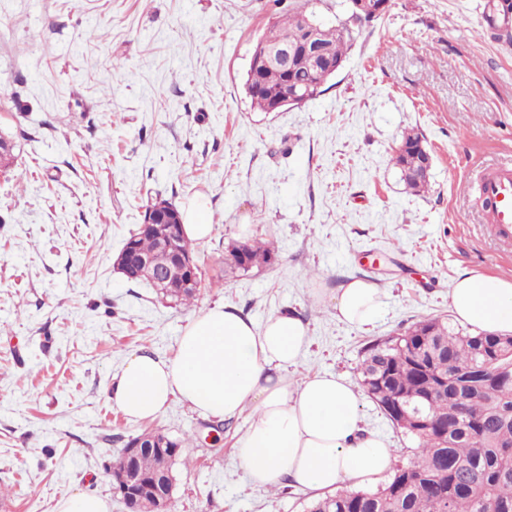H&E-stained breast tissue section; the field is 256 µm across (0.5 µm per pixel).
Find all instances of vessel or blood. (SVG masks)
I'll list each match as a JSON object with an SVG mask.
<instances>
[{
  "label": "vessel or blood",
  "instance_id": "1",
  "mask_svg": "<svg viewBox=\"0 0 512 512\" xmlns=\"http://www.w3.org/2000/svg\"><path fill=\"white\" fill-rule=\"evenodd\" d=\"M482 208L502 244L512 243V164L484 170L477 178Z\"/></svg>",
  "mask_w": 512,
  "mask_h": 512
}]
</instances>
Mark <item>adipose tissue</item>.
Here are the masks:
<instances>
[{"instance_id":"ef3b65f1","label":"adipose tissue","mask_w":512,"mask_h":512,"mask_svg":"<svg viewBox=\"0 0 512 512\" xmlns=\"http://www.w3.org/2000/svg\"><path fill=\"white\" fill-rule=\"evenodd\" d=\"M455 317L491 333H512V279L463 273L448 291ZM336 316L367 323L380 307L376 286L354 279L336 290ZM310 344L302 316L284 311L264 324L233 307L204 311L185 327L177 354L131 355L110 400L131 419L162 413L171 399L218 419L250 410L237 456L251 484L332 490L386 472L394 450L361 426L363 395L341 377L316 372L293 381L282 371Z\"/></svg>"}]
</instances>
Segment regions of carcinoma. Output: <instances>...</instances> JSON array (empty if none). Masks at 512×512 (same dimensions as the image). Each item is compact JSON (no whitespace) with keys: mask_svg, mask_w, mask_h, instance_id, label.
I'll return each instance as SVG.
<instances>
[{"mask_svg":"<svg viewBox=\"0 0 512 512\" xmlns=\"http://www.w3.org/2000/svg\"><path fill=\"white\" fill-rule=\"evenodd\" d=\"M300 14L272 22L260 41L297 48L290 72L268 66L248 92L254 108L267 112L288 90L293 75L307 100L324 92L333 76L325 66L309 65L298 52L305 39ZM328 58L344 62L355 42L337 21L317 22ZM427 151L422 136L402 135L393 157L406 187L419 194L429 177L418 175ZM155 266L169 255L141 232L130 236ZM275 259V247L240 243L228 250V264L247 273ZM362 385L381 410L425 405L426 421L404 433L417 442L419 455L397 467L374 491L342 490L311 502L307 512H512V336L454 333L440 318L421 321L406 331L369 346L361 366ZM162 449L139 456L136 465L151 479L173 466L181 442L157 431Z\"/></svg>","mask_w":512,"mask_h":512,"instance_id":"obj_1","label":"carcinoma"}]
</instances>
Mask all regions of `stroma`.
<instances>
[{
    "label": "stroma",
    "instance_id": "stroma-1",
    "mask_svg": "<svg viewBox=\"0 0 512 512\" xmlns=\"http://www.w3.org/2000/svg\"><path fill=\"white\" fill-rule=\"evenodd\" d=\"M287 12L332 24L346 0H0V512H55L76 491L129 512L107 465L131 436L183 443L171 512H304L316 493L249 484L235 454L249 413L225 420L172 401L134 421L109 399L133 353L171 358L188 322L218 304L256 323L293 310L312 343L287 376L361 384L365 347L452 317L462 273L512 278L470 174L512 163V0H390L316 99L261 112L244 83L257 39ZM415 131L432 157L411 193L393 155ZM209 200L193 241L189 304L114 268L148 196ZM274 243L272 264L231 270L232 241ZM355 276L381 291L372 323L337 320ZM363 427L416 444L371 400Z\"/></svg>",
    "mask_w": 512,
    "mask_h": 512
}]
</instances>
